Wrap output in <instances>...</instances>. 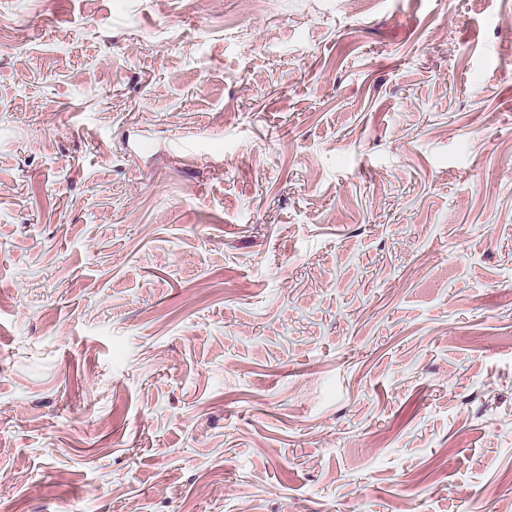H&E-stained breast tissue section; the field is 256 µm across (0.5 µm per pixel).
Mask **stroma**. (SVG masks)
<instances>
[{"label":"stroma","instance_id":"stroma-1","mask_svg":"<svg viewBox=\"0 0 512 512\" xmlns=\"http://www.w3.org/2000/svg\"><path fill=\"white\" fill-rule=\"evenodd\" d=\"M0 512H512V0H0Z\"/></svg>","mask_w":512,"mask_h":512}]
</instances>
